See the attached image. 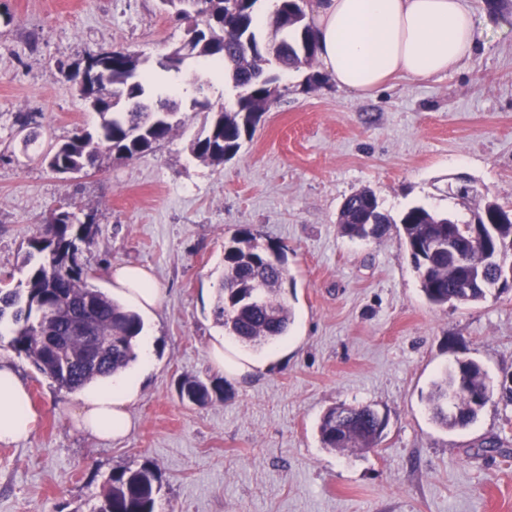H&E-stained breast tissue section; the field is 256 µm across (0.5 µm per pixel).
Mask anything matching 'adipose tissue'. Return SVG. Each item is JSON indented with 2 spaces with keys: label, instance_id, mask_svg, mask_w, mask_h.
Here are the masks:
<instances>
[{
  "label": "adipose tissue",
  "instance_id": "adipose-tissue-1",
  "mask_svg": "<svg viewBox=\"0 0 512 512\" xmlns=\"http://www.w3.org/2000/svg\"><path fill=\"white\" fill-rule=\"evenodd\" d=\"M310 13L322 68L349 91L370 93L394 77L429 79L458 70L482 40L466 0H313ZM112 288L145 312L160 303L159 288L140 267L113 268ZM140 382V373L124 371L87 386L77 428L102 441L126 436ZM37 420L25 382L0 361V443L27 440Z\"/></svg>",
  "mask_w": 512,
  "mask_h": 512
}]
</instances>
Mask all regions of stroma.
<instances>
[{
  "mask_svg": "<svg viewBox=\"0 0 512 512\" xmlns=\"http://www.w3.org/2000/svg\"><path fill=\"white\" fill-rule=\"evenodd\" d=\"M468 4L483 40L464 69L364 95L317 64L281 73L252 139L217 166L190 152L204 115L186 95L182 127L152 151L59 175L38 153L99 122L69 67L104 47L156 68L186 24L158 0H0V279H24L29 240L65 204L94 219L81 260L96 288L110 291L113 267L129 264L162 294L144 319L154 360L134 426L116 441L77 430V393L0 339V361L39 414L28 440L0 443V512H92L113 471L143 464L157 477L156 512H512V403L493 394L454 430L425 407L457 361L478 363L495 384L512 377V291L430 305L398 225L362 239L338 222L364 189L394 219L416 204L459 214L488 198L512 205V0ZM27 129L38 134L28 147ZM462 176L479 191L465 206L450 195ZM243 227L283 253L293 323L239 377L209 351L224 333L212 313L224 243ZM186 378L223 381V399L182 402ZM340 404L385 416L377 448H322L319 421ZM489 440L497 451H485Z\"/></svg>",
  "mask_w": 512,
  "mask_h": 512,
  "instance_id": "35a3bbf8",
  "label": "stroma"
}]
</instances>
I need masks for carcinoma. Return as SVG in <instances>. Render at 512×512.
<instances>
[{
	"label": "carcinoma",
	"instance_id": "1",
	"mask_svg": "<svg viewBox=\"0 0 512 512\" xmlns=\"http://www.w3.org/2000/svg\"><path fill=\"white\" fill-rule=\"evenodd\" d=\"M161 11L190 25L195 39L189 57L221 65L237 91L238 108L224 110L204 96L208 82L197 80L192 107L206 114L201 134L190 145L193 155L214 165L233 158L244 139L253 135L262 114L280 94L278 75L269 71L275 62L282 68L310 66L316 46L306 22L302 0H278L270 27L274 39L258 34L259 0H196L193 8L184 0H158ZM140 56L114 49L97 63L90 77L84 62L71 67L67 77L80 96L99 109L102 138L78 129L52 154L54 171H78L95 166L102 153L131 160L167 139L181 124L179 98L174 93L149 97L156 79L143 67ZM508 206L489 200L475 209L474 217L497 225L504 238H512ZM73 213L57 209L44 220L40 236L29 242L23 260L25 279L13 288L0 287V325L10 333L8 347L29 360L56 386L76 391L125 369L136 358L135 345L142 333L140 316L96 288L92 273L82 263L83 248L93 243L91 225L72 219ZM374 219L372 232L385 225L401 224L402 237L421 291L426 299L443 306L455 298L462 303L486 299L498 288L497 265L467 237L469 217L440 214L414 205L399 220L381 211L369 190L349 196L339 215L344 234L367 235L366 223ZM459 225V247L470 274L462 273L440 246L448 242V222ZM287 270L281 254L271 260L247 229L224 243V277L217 289L213 315L224 334L238 342L262 347L288 335L292 313L280 299ZM489 388L480 365L467 361L444 373L427 395L432 418L444 429L473 423L486 402L478 399ZM224 396V383L186 378L179 388L181 400L204 405L213 395ZM378 411L370 405L331 407L319 425L324 448L340 453L378 447L383 427ZM156 475L148 465L112 472L93 512H155Z\"/></svg>",
	"mask_w": 512,
	"mask_h": 512
}]
</instances>
